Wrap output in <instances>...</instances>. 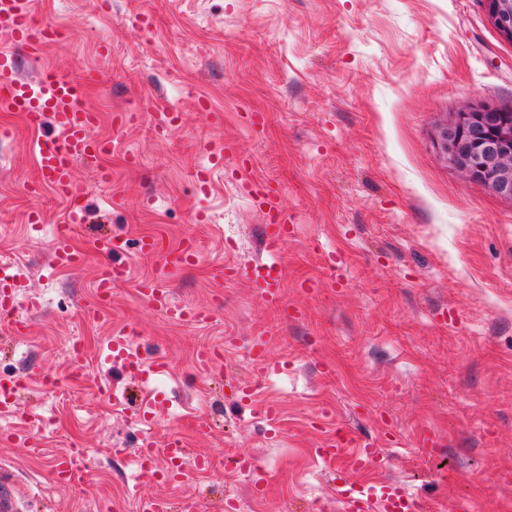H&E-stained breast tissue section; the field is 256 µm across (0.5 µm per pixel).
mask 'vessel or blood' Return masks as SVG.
Wrapping results in <instances>:
<instances>
[{
  "label": "vessel or blood",
  "instance_id": "vessel-or-blood-1",
  "mask_svg": "<svg viewBox=\"0 0 512 512\" xmlns=\"http://www.w3.org/2000/svg\"><path fill=\"white\" fill-rule=\"evenodd\" d=\"M0 31L8 33L16 44L32 55L38 54L59 36L56 28L35 23L22 8L20 0H0ZM97 81L98 76L93 72L69 76L55 70H43L35 80H25L18 75L16 55L0 51V106L22 114L27 125L41 133L35 145L38 177L29 191L36 197L47 186L68 204L67 219L64 224L57 226L54 240L55 263L60 267L74 268L83 262L82 254L71 245L74 226L84 223L86 216L83 195L77 190L73 177L76 163L81 159H97L111 148L109 141L96 134L98 114L80 105L87 90ZM255 199L259 208L271 219L263 241L271 260L246 271L227 265L222 272L228 281L242 277L253 280L269 305L280 306L284 303L281 293L284 270L276 256L291 234L292 227L282 214L279 190L256 184ZM126 246L124 239L114 235H105L96 240L95 249L104 258L105 264L95 284L96 301L91 308L92 314L104 312L112 299L113 284L126 280V269L111 262L112 255L123 252ZM138 249L144 254L162 256L164 267L170 272L193 265L200 257L196 242L191 238L185 239L177 248L167 249L159 238L144 236L138 240ZM19 281V275L13 273L10 267L0 266L1 310L11 311L10 291L18 287ZM136 288L156 312L176 320L190 318V311L176 305L157 280H140ZM109 348L114 357L124 360L128 368L141 378H150L166 369L160 361L142 358L127 338L112 339ZM186 453L181 439L170 437L160 443L153 434H146L138 452L140 471L151 478L162 466L168 478L179 479L182 475L181 462ZM314 453L336 466L346 462L350 467L362 469L387 463L384 450L365 444L352 445L350 437L344 434L322 441ZM336 499L341 512H420L417 502L396 482L375 487L352 483L341 476L336 481Z\"/></svg>",
  "mask_w": 512,
  "mask_h": 512
}]
</instances>
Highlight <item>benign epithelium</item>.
Masks as SVG:
<instances>
[{"label":"benign epithelium","mask_w":512,"mask_h":512,"mask_svg":"<svg viewBox=\"0 0 512 512\" xmlns=\"http://www.w3.org/2000/svg\"><path fill=\"white\" fill-rule=\"evenodd\" d=\"M491 22L512 42V0H486ZM442 149L466 177L512 199V110L469 107L439 134Z\"/></svg>","instance_id":"7a95c632"}]
</instances>
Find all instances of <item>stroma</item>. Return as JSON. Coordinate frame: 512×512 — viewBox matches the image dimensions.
<instances>
[{
	"mask_svg": "<svg viewBox=\"0 0 512 512\" xmlns=\"http://www.w3.org/2000/svg\"><path fill=\"white\" fill-rule=\"evenodd\" d=\"M22 2L67 36L37 57L18 50L21 75L99 73L84 105L112 150L76 166L87 221L71 244L85 260L56 267L67 203L48 187L31 196L37 134L0 111V254L23 277L14 305L29 322L23 336L0 323V373L27 378L0 412V482L20 512H136L155 497L175 512H338L335 471L309 450L340 429L389 456L358 480L398 482L443 512L461 501L512 512V200L466 179L438 142L466 107L512 109V42L484 0ZM117 112L137 119L116 131ZM170 112L181 116L171 131ZM219 153L223 166L199 183L194 170ZM242 156L252 181L279 187L294 227L279 255L288 317L251 280L220 274L269 259L250 183L236 178ZM35 208L43 223H28ZM101 232L172 245L190 235L201 260L169 276L129 249L118 258L129 281L93 317ZM154 276L206 321L154 312L135 287ZM122 334L166 372L131 378L108 355ZM258 335L273 369L256 376ZM204 349L217 353L206 366ZM248 377L253 398L236 399L232 380ZM155 395L166 406L155 432L187 445L178 482L145 480L135 464L138 409ZM29 430L36 445L11 441ZM76 448L79 485L53 471ZM234 452L256 459L263 491L225 471Z\"/></svg>",
	"mask_w": 512,
	"mask_h": 512,
	"instance_id": "1",
	"label": "stroma"
}]
</instances>
